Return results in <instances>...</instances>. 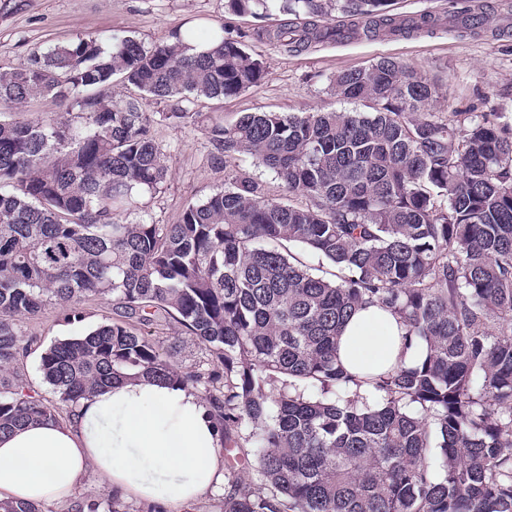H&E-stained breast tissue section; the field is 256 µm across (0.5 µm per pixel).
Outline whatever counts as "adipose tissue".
Here are the masks:
<instances>
[{"mask_svg":"<svg viewBox=\"0 0 512 512\" xmlns=\"http://www.w3.org/2000/svg\"><path fill=\"white\" fill-rule=\"evenodd\" d=\"M396 317L379 306L345 325L337 357L350 373L415 364ZM223 435L200 393L150 378L117 383L80 401L68 421L0 434V498L65 502L88 473L121 495L176 512L224 482Z\"/></svg>","mask_w":512,"mask_h":512,"instance_id":"adipose-tissue-1","label":"adipose tissue"}]
</instances>
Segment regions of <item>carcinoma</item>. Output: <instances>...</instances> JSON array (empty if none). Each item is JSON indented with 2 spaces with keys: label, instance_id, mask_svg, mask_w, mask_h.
Here are the masks:
<instances>
[{
  "label": "carcinoma",
  "instance_id": "cac0c4a2",
  "mask_svg": "<svg viewBox=\"0 0 512 512\" xmlns=\"http://www.w3.org/2000/svg\"><path fill=\"white\" fill-rule=\"evenodd\" d=\"M273 0H224L265 17ZM389 0H280L289 20L260 37L288 52L360 35H403L435 20L397 17ZM365 19L336 25L334 13ZM456 26L491 27L482 6ZM145 48L88 35L0 71V371L16 359L15 321L48 304L112 297V321L58 340L40 372L63 406L141 376L202 388L224 432L254 459L260 484L224 486L222 512H512V121L493 109L427 107L435 85L382 58L334 79L369 112H250L226 123L195 112L265 76L244 37L213 28ZM119 82L201 127L210 161L246 155L303 200L270 198L235 175L174 224L142 198L165 182L152 119ZM65 108L20 121L18 106ZM299 245L303 252L293 251ZM405 327L414 365L366 378L336 361L359 308ZM174 321L209 348L208 374L180 373L141 331ZM280 383L277 394L266 386ZM58 420L17 389L0 398V433ZM0 512H43L0 499Z\"/></svg>",
  "mask_w": 512,
  "mask_h": 512
}]
</instances>
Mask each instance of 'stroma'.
<instances>
[{"label":"stroma","mask_w":512,"mask_h":512,"mask_svg":"<svg viewBox=\"0 0 512 512\" xmlns=\"http://www.w3.org/2000/svg\"><path fill=\"white\" fill-rule=\"evenodd\" d=\"M493 32L478 35L449 25L448 16L460 0H392L395 12L430 14L439 22L430 30L403 36H364L313 45L289 53L267 41L249 37L245 45L262 59L266 74L259 86L232 98L203 99L200 112L223 113L225 121L247 112L365 111L364 103L338 98L332 88L337 74L367 67L391 58L411 67L438 88L430 109L434 112L485 111L496 108L512 119V0H492ZM250 16H235L224 0H0V70L21 65L36 49L77 40L89 34L135 36L151 48L187 27L206 34L224 25L251 32ZM155 141L166 155L169 175L159 192L146 196L145 209L154 223L178 221L188 203L223 189L229 174L245 173L265 184L270 197L287 199L288 192L275 175L245 158L238 165L213 167L209 145L201 128L191 124L157 121ZM84 316L64 321L57 306H46L33 316L19 318L15 329L22 357L14 372L29 393L53 400L54 395L39 370L41 354L56 340L85 335L112 316V300L89 297L79 303ZM160 338L166 357L177 371L207 372L213 363L205 346L170 322L150 326Z\"/></svg>","instance_id":"35a3bbf8"}]
</instances>
